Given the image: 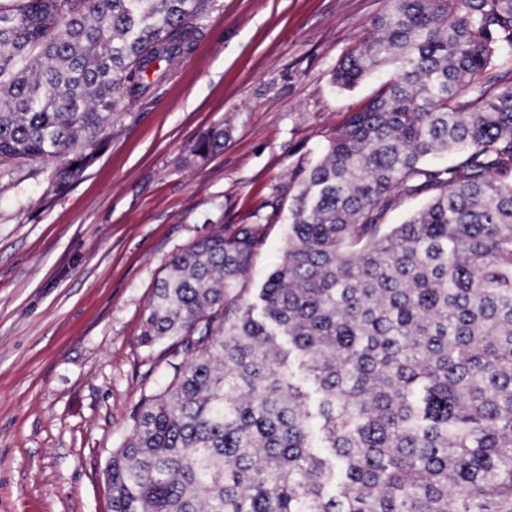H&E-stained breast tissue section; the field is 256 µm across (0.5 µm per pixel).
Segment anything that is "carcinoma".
Instances as JSON below:
<instances>
[{"instance_id":"cac0c4a2","label":"carcinoma","mask_w":512,"mask_h":512,"mask_svg":"<svg viewBox=\"0 0 512 512\" xmlns=\"http://www.w3.org/2000/svg\"><path fill=\"white\" fill-rule=\"evenodd\" d=\"M207 4L0 6V170L80 177L192 49ZM506 47L512 0H389L334 82L395 75L299 183L260 307L238 291L257 225L198 238L157 281L143 342L186 361L112 449L111 512H512ZM426 201V196L403 198L399 201L397 206L388 213L384 222L386 224H401L409 215L423 206Z\"/></svg>"}]
</instances>
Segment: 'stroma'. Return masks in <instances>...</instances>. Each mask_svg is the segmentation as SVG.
<instances>
[{
	"instance_id": "35a3bbf8",
	"label": "stroma",
	"mask_w": 512,
	"mask_h": 512,
	"mask_svg": "<svg viewBox=\"0 0 512 512\" xmlns=\"http://www.w3.org/2000/svg\"><path fill=\"white\" fill-rule=\"evenodd\" d=\"M388 0H212L193 50L112 125L82 176L0 175V512H109L104 471L142 395L185 355L144 345L171 260L218 227L264 234L243 280L256 300L279 262L310 165L392 77L333 72ZM222 151L193 147L214 127Z\"/></svg>"
}]
</instances>
